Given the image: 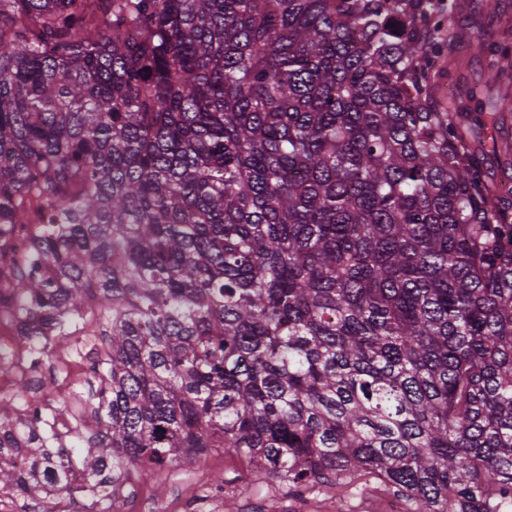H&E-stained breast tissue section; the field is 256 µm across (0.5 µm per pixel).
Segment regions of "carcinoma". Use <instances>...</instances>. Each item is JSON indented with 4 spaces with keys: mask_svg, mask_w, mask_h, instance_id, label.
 I'll use <instances>...</instances> for the list:
<instances>
[{
    "mask_svg": "<svg viewBox=\"0 0 512 512\" xmlns=\"http://www.w3.org/2000/svg\"><path fill=\"white\" fill-rule=\"evenodd\" d=\"M438 0H0V268L43 355L105 319L87 452L0 397V503L124 512L214 448L299 491L512 507V204L428 105ZM25 232L15 254L9 240ZM27 460V470L13 465Z\"/></svg>",
    "mask_w": 512,
    "mask_h": 512,
    "instance_id": "obj_1",
    "label": "carcinoma"
}]
</instances>
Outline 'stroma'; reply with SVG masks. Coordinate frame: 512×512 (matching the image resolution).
I'll list each match as a JSON object with an SVG mask.
<instances>
[{"instance_id": "stroma-1", "label": "stroma", "mask_w": 512, "mask_h": 512, "mask_svg": "<svg viewBox=\"0 0 512 512\" xmlns=\"http://www.w3.org/2000/svg\"><path fill=\"white\" fill-rule=\"evenodd\" d=\"M443 27L468 32L487 43H512V0H498L488 9L486 0H458V9L444 18ZM488 60L481 55L452 53L429 101L433 110L446 111L449 99L466 100L471 89L497 104L502 125L470 130L471 147L487 157L490 182L500 183L512 175V153L496 152L501 135L512 136V104L503 99L504 87L485 86ZM104 319L88 316L84 329L70 336L64 347L46 354L40 362L26 364L22 377L29 394L72 407V414L58 417L54 429L74 457L87 451L84 434L92 429L91 411L97 404L100 380L89 370L105 357L108 342L103 336ZM131 497L125 512H161L177 503L181 512H403L393 495L372 475L365 474L329 494L317 487L296 496L286 493L276 481L253 472L246 460L211 450L192 466H171L136 473L129 486Z\"/></svg>"}]
</instances>
